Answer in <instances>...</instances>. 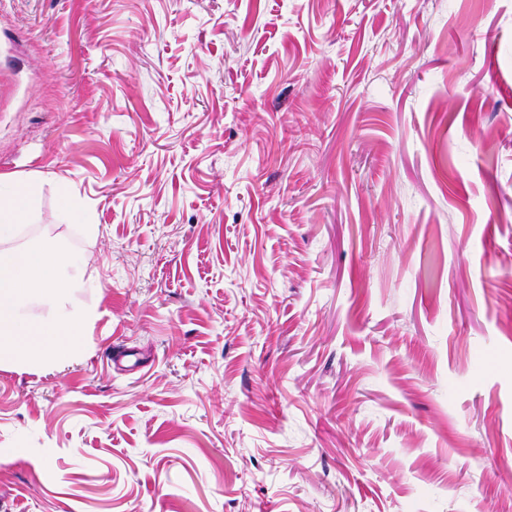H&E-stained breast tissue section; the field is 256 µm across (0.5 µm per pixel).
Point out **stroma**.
<instances>
[{"label":"stroma","mask_w":512,"mask_h":512,"mask_svg":"<svg viewBox=\"0 0 512 512\" xmlns=\"http://www.w3.org/2000/svg\"><path fill=\"white\" fill-rule=\"evenodd\" d=\"M0 174V512H512V0H0Z\"/></svg>","instance_id":"35a3bbf8"}]
</instances>
